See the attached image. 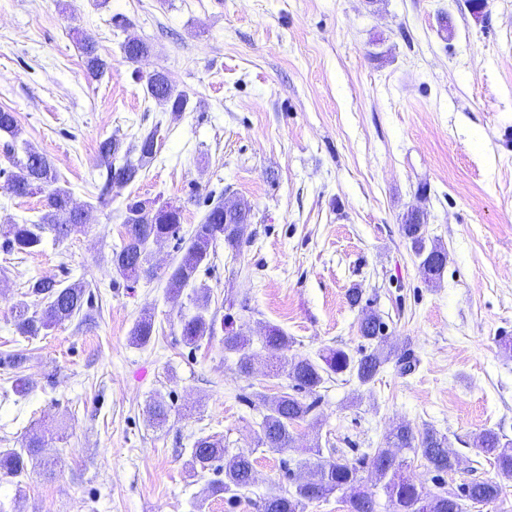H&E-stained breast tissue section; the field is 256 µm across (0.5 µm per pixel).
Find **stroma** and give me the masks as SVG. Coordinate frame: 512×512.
Wrapping results in <instances>:
<instances>
[{"instance_id":"1","label":"stroma","mask_w":512,"mask_h":512,"mask_svg":"<svg viewBox=\"0 0 512 512\" xmlns=\"http://www.w3.org/2000/svg\"><path fill=\"white\" fill-rule=\"evenodd\" d=\"M84 36L108 63L100 78L87 75ZM133 37L151 46L136 62L123 51ZM157 70L188 94L185 112L148 97ZM0 107L22 131L0 135V224L44 211L43 194L14 196L3 178L26 141L87 212L84 232L45 234L38 252L0 247V451L46 435L22 481L0 475V512H259L286 483L283 463L314 446L359 457L401 422L433 426L461 462L438 480L402 451L425 490L456 488L471 468L495 477L473 441L486 429L512 440V0H485L477 17L469 0H0ZM153 129L155 159L100 205V142ZM133 197L182 207L185 237L218 201L252 208L241 251L217 246L198 275L224 323L198 348L181 337L189 293L166 290L175 239L151 244L154 277L111 264ZM413 210L448 253L433 283L402 233ZM40 278L84 282L92 304L27 338L12 308ZM356 287L386 325L384 347L410 349L411 371L392 360L364 386L332 376L292 448L258 447L264 410L249 395L291 389L269 371L264 327L291 337L292 356L357 353ZM146 311L155 332L139 348L129 333ZM229 329L251 340L250 375L224 351ZM16 352L18 370L5 363ZM159 395L163 425L148 415ZM202 436L252 454L249 490L208 495L220 473L186 464Z\"/></svg>"}]
</instances>
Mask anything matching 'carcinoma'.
Segmentation results:
<instances>
[{
    "label": "carcinoma",
    "mask_w": 512,
    "mask_h": 512,
    "mask_svg": "<svg viewBox=\"0 0 512 512\" xmlns=\"http://www.w3.org/2000/svg\"><path fill=\"white\" fill-rule=\"evenodd\" d=\"M89 77L98 78L107 68V62L97 54L96 44L91 39L81 43ZM150 47L145 42L133 38L124 45L126 59L135 61L148 55ZM148 95L170 106L175 113L183 112L188 105V97L176 90L165 74H154L147 85ZM0 132L15 138L20 134L17 117L9 109H0ZM156 131L151 130L141 136L135 144L121 150L122 142L109 137L99 144L100 178L99 202L107 204L112 198V187L116 182L128 185L136 180L144 167L156 155ZM124 152L123 162L116 163L119 152ZM18 172L7 177V189L17 197L47 190L44 199L45 212L34 223L0 225L3 245L18 253L30 254L42 244L43 235L50 232L58 241L85 229V212L74 205L72 192L59 184V176L48 159L35 147L26 150L24 159L15 163ZM251 219V206L240 203L238 211L224 214V203L214 204L205 215L178 266L168 277V291L178 297L182 291L195 284L200 268L208 263L210 255L219 243L238 251L245 243L244 234ZM182 220V209L162 205L149 209L138 200H128L123 217L124 235L120 247L112 250L111 262L115 270L127 279H137L140 274L155 275L150 261L148 246L154 241L176 236ZM423 217L407 216L402 230L410 241L412 250L421 258L420 269L424 278L433 282L440 278L448 260V253L439 247H426L423 237ZM27 294L39 298L43 306L30 310V305L21 301L15 306L14 322L17 331L27 337L39 336L55 326L79 314L86 298V286L73 283L61 286L52 280H37L29 286ZM196 311L181 319L182 341L187 346L197 347L204 339L215 333V317L208 315L209 294L200 288L195 293ZM154 323L149 315L141 316L130 330V342L135 346H145L151 341ZM361 338L371 348L359 350L354 357L343 350H332L318 363L308 357L284 355L290 345L286 333L276 327L269 328L262 338L264 347L277 361L276 370L293 381L292 392H282L277 396L263 393L254 394V399L265 407L266 414L260 426L258 445L273 452H281L291 447L293 435L290 432L295 424L312 415L318 404V389L326 378L348 373L357 378L360 384L371 382L383 365L391 357L403 363V370L412 368L408 350H384L379 341L384 337V322L373 310L363 312L358 324ZM224 350L238 355L239 371L251 373L254 355L250 352V338L240 332L229 331L224 336ZM386 446L373 448L355 460L343 455L323 456L319 447L309 449L316 462L306 461L300 466L311 472L310 477L297 483L293 489L280 488L267 494L261 502V512H305L306 507L339 491H350L343 499L346 512H377L375 495L362 488L361 472L369 469L383 482L382 489L387 497L391 512H465V504L450 497L441 489L427 492L403 474L404 460L393 452L394 448H407L421 456L429 468L437 473L457 470L456 461L448 453V438L436 429L426 426L416 429L407 423L394 426L385 438ZM478 453L493 464L497 479L471 478L458 487L460 497L473 504L488 505L499 499L504 481H512V441L492 429L479 433L475 439ZM44 439L32 437L19 449L0 454V473L10 477L26 474L28 464L36 458ZM194 471L212 468L224 471V479L210 485V494H229L233 497L249 489L255 481V465L252 455L239 452L226 455L224 442L210 436L197 438L188 459Z\"/></svg>",
    "instance_id": "1"
}]
</instances>
